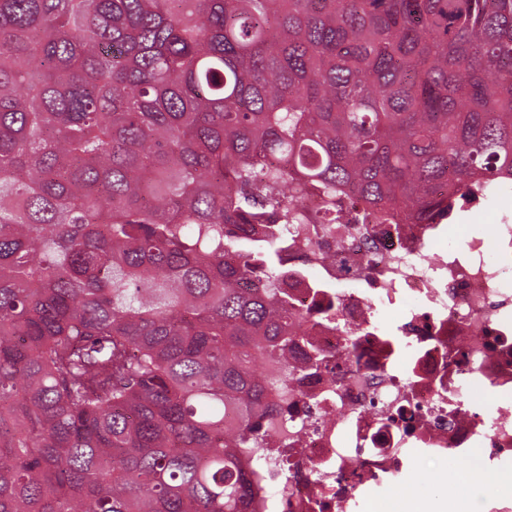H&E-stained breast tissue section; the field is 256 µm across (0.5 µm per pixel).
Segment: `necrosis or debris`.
<instances>
[{
  "instance_id": "4bbe7bcc",
  "label": "necrosis or debris",
  "mask_w": 512,
  "mask_h": 512,
  "mask_svg": "<svg viewBox=\"0 0 512 512\" xmlns=\"http://www.w3.org/2000/svg\"><path fill=\"white\" fill-rule=\"evenodd\" d=\"M300 210L279 286L307 322L250 512H404L413 458L447 463L450 512L470 484L512 512V218L452 246L444 224L322 223L315 192ZM314 352L348 358L313 372Z\"/></svg>"
}]
</instances>
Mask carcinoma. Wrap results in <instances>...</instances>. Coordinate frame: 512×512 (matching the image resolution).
I'll list each match as a JSON object with an SVG mask.
<instances>
[{
    "instance_id": "cac0c4a2",
    "label": "carcinoma",
    "mask_w": 512,
    "mask_h": 512,
    "mask_svg": "<svg viewBox=\"0 0 512 512\" xmlns=\"http://www.w3.org/2000/svg\"><path fill=\"white\" fill-rule=\"evenodd\" d=\"M506 179L512 0H0V512H249L303 326L251 225Z\"/></svg>"
}]
</instances>
